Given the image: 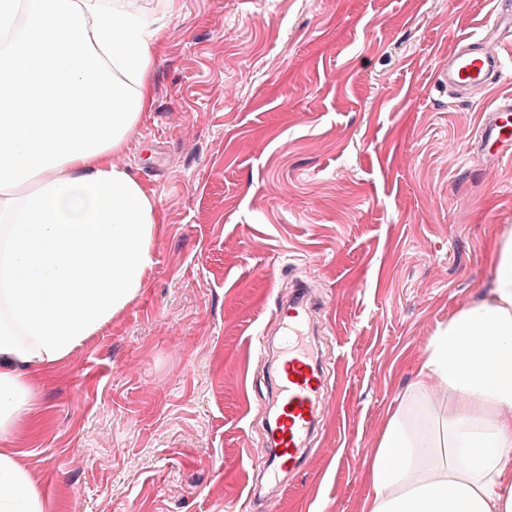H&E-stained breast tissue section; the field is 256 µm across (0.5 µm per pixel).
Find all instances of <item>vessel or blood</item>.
<instances>
[{"label":"vessel or blood","mask_w":512,"mask_h":512,"mask_svg":"<svg viewBox=\"0 0 512 512\" xmlns=\"http://www.w3.org/2000/svg\"><path fill=\"white\" fill-rule=\"evenodd\" d=\"M512 79V37L478 34L456 39L448 53L445 81L455 97L484 93ZM485 148H512V97L494 101L480 128ZM317 307L306 292L278 305L270 320L284 338L277 366L268 419L267 451L260 456L261 474L279 482L282 473L300 467L306 459L307 442L328 405L319 355L304 343L301 334Z\"/></svg>","instance_id":"b4317fda"}]
</instances>
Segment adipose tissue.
<instances>
[{
  "label": "adipose tissue",
  "instance_id": "1",
  "mask_svg": "<svg viewBox=\"0 0 512 512\" xmlns=\"http://www.w3.org/2000/svg\"><path fill=\"white\" fill-rule=\"evenodd\" d=\"M165 36L133 0H0V438L31 377L146 286L166 216L117 157ZM488 260V296L437 328L387 424L367 512H512L511 226ZM0 512H48L3 451Z\"/></svg>",
  "mask_w": 512,
  "mask_h": 512
}]
</instances>
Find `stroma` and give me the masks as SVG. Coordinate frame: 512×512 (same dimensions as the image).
<instances>
[{"mask_svg": "<svg viewBox=\"0 0 512 512\" xmlns=\"http://www.w3.org/2000/svg\"><path fill=\"white\" fill-rule=\"evenodd\" d=\"M136 0L165 17L152 111L120 161L167 216L142 294L34 376L0 449L51 512H365L367 471L438 325L486 295L512 150H475L512 82L457 100L456 38L497 0ZM330 399L307 461L255 489L295 283Z\"/></svg>", "mask_w": 512, "mask_h": 512, "instance_id": "1", "label": "stroma"}]
</instances>
